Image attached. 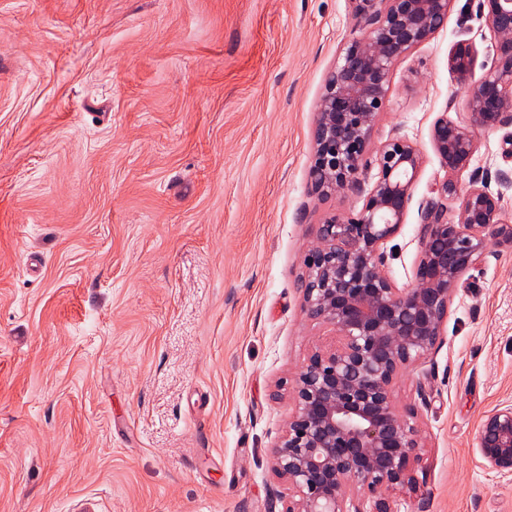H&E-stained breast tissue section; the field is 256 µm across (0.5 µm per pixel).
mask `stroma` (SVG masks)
<instances>
[{"instance_id": "1", "label": "stroma", "mask_w": 512, "mask_h": 512, "mask_svg": "<svg viewBox=\"0 0 512 512\" xmlns=\"http://www.w3.org/2000/svg\"><path fill=\"white\" fill-rule=\"evenodd\" d=\"M355 30L350 0H0V512H282L269 450L294 376L332 328L304 310L305 258L332 213L312 194L316 106ZM495 66L480 0L392 66L369 155L422 165L394 287L420 255L419 205L482 177L512 225V123L476 130L447 173L430 132L467 127L448 59ZM425 448L391 512H512V474L475 451L512 403V245L460 279L441 336L393 385ZM474 57L475 50L468 42L458 43L450 56L451 67L465 81L471 77Z\"/></svg>"}]
</instances>
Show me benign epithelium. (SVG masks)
<instances>
[{
  "instance_id": "obj_1",
  "label": "benign epithelium",
  "mask_w": 512,
  "mask_h": 512,
  "mask_svg": "<svg viewBox=\"0 0 512 512\" xmlns=\"http://www.w3.org/2000/svg\"><path fill=\"white\" fill-rule=\"evenodd\" d=\"M358 35L324 82L316 109L308 176L320 197L362 189L368 134L380 112L394 62L443 26L454 0H350ZM498 38L495 68L469 93L472 128L442 118L431 139L443 167L465 168L475 130L512 122V0H480ZM475 50L460 42L451 67L467 81ZM422 163L418 149L389 140L375 156L377 180L361 209L320 225L303 280L307 316L330 325L338 345L314 352L297 372L285 434L269 449L292 494L283 512H347L356 495L389 512L396 489L416 490L412 469L424 448L414 411L396 406L392 385L441 335L460 277L485 257L489 236L512 244L500 223L502 197L485 186L440 182L420 205L421 251L412 284L396 288L384 271L382 245L396 235ZM461 201L462 223L448 222L445 201ZM477 452L484 464L512 473V404L487 414Z\"/></svg>"
}]
</instances>
